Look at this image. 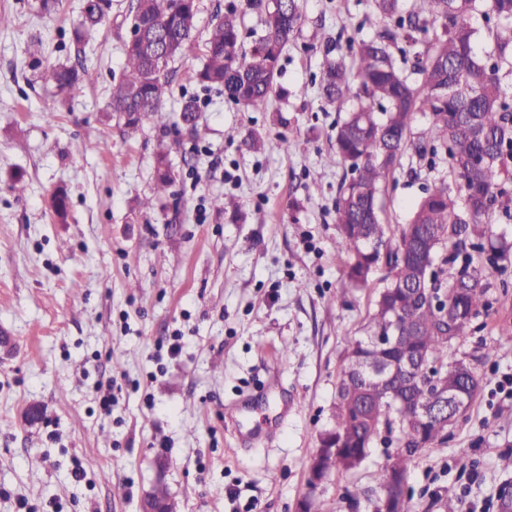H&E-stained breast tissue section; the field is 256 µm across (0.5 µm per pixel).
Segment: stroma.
<instances>
[{
	"instance_id": "stroma-1",
	"label": "stroma",
	"mask_w": 512,
	"mask_h": 512,
	"mask_svg": "<svg viewBox=\"0 0 512 512\" xmlns=\"http://www.w3.org/2000/svg\"><path fill=\"white\" fill-rule=\"evenodd\" d=\"M37 3L0 0L11 19L0 27V333L10 337L0 341V512H140L159 481L177 512H296L307 494L340 512H374L398 434L382 435L358 469L308 486L346 348L364 335L386 274L359 289L346 280L336 248L340 114L320 94L326 41L373 35V0H302L305 22L278 78L289 96L250 108L193 73L216 15L237 10L248 44L261 16L247 0H199L193 47L169 65L171 126L146 122L130 136L105 109L134 0H112L84 46L70 33L86 0H61L49 15ZM75 62L80 83L55 101L42 68ZM188 99L192 131L179 123ZM252 132L288 143L254 154L243 145ZM162 147L175 182L157 199ZM16 176L23 191L11 187ZM447 177L445 156L403 155L386 222L407 223L426 186ZM58 189L68 196L63 221L51 206ZM218 196L235 197L238 211L216 209ZM486 272L484 307L448 348L481 388L447 439L416 454L414 512H503L512 497V467L502 466L512 455V255ZM271 374L281 388L254 413L279 428L242 446L224 410ZM34 405L35 425L25 419Z\"/></svg>"
}]
</instances>
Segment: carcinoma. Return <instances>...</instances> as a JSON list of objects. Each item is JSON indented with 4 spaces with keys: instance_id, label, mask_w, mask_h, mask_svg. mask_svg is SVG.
<instances>
[{
    "instance_id": "obj_1",
    "label": "carcinoma",
    "mask_w": 512,
    "mask_h": 512,
    "mask_svg": "<svg viewBox=\"0 0 512 512\" xmlns=\"http://www.w3.org/2000/svg\"><path fill=\"white\" fill-rule=\"evenodd\" d=\"M109 2L87 0L72 31L75 43L103 24ZM250 6L263 15L264 33L247 50L238 12L216 17L195 74L199 84L224 91V98L240 107L262 104L275 91L283 51L303 24L301 0H250ZM197 10V0H136L133 5L132 30L143 26L155 40L126 42L123 72L112 84L110 112L126 133L146 120L167 127L168 65L191 51ZM374 12V37L350 41L347 54L338 44L326 47L321 94L338 109L348 96L356 99V107L336 122V153L347 165L335 205L336 245L347 257L346 277L361 288L383 263L390 281L375 301L369 335L350 345L337 386L335 426L320 436L317 456L323 477L336 467L355 469L376 439L399 427L400 447L386 453L380 475L387 507L395 509L416 452L447 437L448 419L439 414L423 418L420 409H433L442 386L463 393L468 404L481 386L469 365L458 361L450 367L444 358L451 341L466 335L484 307L482 269L470 259L447 283L437 276L427 280L420 271L418 242L428 243L426 255L436 266L444 261L443 252L459 254L471 237L484 234L485 197L504 206L512 203V198L503 200L501 189L512 182L507 162L512 158V105L503 98L500 76L503 70L512 74V0H430L426 15L403 13L400 0H375ZM477 15L492 39L484 57L473 49L477 29L471 20ZM436 25L442 35L414 53V67L423 75L419 90L396 65L393 49L406 54L398 40L414 46L416 35ZM353 69L360 79L355 88L348 79ZM82 72L76 65H51L42 80L60 97ZM419 111L430 113L432 126L429 140L413 146L415 153L448 157L449 173L466 191L469 208L465 215L456 212L450 184L429 186L393 241L381 219L383 194ZM173 182L168 154L161 150L155 195H165ZM407 355L435 368L399 371L387 381L368 374L373 364L390 366Z\"/></svg>"
}]
</instances>
